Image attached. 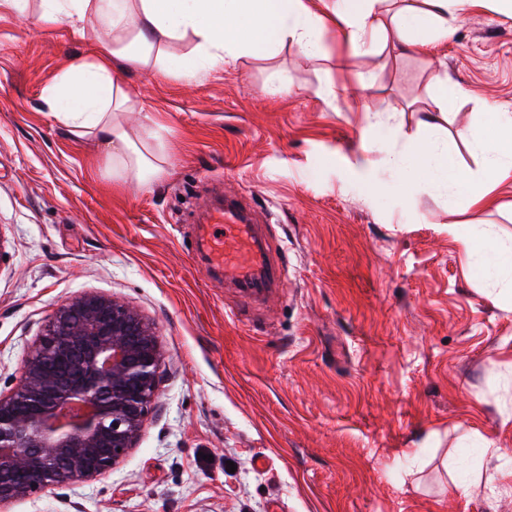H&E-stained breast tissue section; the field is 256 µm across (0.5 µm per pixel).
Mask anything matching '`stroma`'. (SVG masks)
<instances>
[{
	"instance_id": "stroma-1",
	"label": "stroma",
	"mask_w": 512,
	"mask_h": 512,
	"mask_svg": "<svg viewBox=\"0 0 512 512\" xmlns=\"http://www.w3.org/2000/svg\"><path fill=\"white\" fill-rule=\"evenodd\" d=\"M41 6L0 0V390L84 293L140 311L164 362L112 472L9 512H512V304L469 275L449 231L512 237V178L467 206L424 175L402 189L371 146L380 117L391 148L427 140L445 77L465 91L448 103V149L481 167L456 132L512 110V17L485 10L427 55L372 44L351 63L331 27L320 58L284 44L193 78L124 72L120 121L135 137L152 119L162 160L137 188L105 176L100 146L45 100L106 31L40 23ZM214 179L268 217L286 258L261 301L216 282L182 221L209 207Z\"/></svg>"
}]
</instances>
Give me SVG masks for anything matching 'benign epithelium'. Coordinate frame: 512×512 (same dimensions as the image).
<instances>
[{
  "label": "benign epithelium",
  "mask_w": 512,
  "mask_h": 512,
  "mask_svg": "<svg viewBox=\"0 0 512 512\" xmlns=\"http://www.w3.org/2000/svg\"><path fill=\"white\" fill-rule=\"evenodd\" d=\"M163 359L153 325L120 299L59 305L19 386L0 392V510L112 471L154 408Z\"/></svg>",
  "instance_id": "benign-epithelium-1"
}]
</instances>
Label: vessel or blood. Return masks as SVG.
<instances>
[{
  "mask_svg": "<svg viewBox=\"0 0 512 512\" xmlns=\"http://www.w3.org/2000/svg\"><path fill=\"white\" fill-rule=\"evenodd\" d=\"M207 221L224 227L223 238H210L207 249L214 267L222 269L225 281L236 284L246 296L271 288L279 281L257 241V227L236 200L212 207Z\"/></svg>",
  "mask_w": 512,
  "mask_h": 512,
  "instance_id": "vessel-or-blood-1",
  "label": "vessel or blood"
}]
</instances>
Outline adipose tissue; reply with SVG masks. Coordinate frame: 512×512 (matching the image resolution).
Instances as JSON below:
<instances>
[{"mask_svg": "<svg viewBox=\"0 0 512 512\" xmlns=\"http://www.w3.org/2000/svg\"><path fill=\"white\" fill-rule=\"evenodd\" d=\"M378 0H333L329 14L313 12L303 0H43L41 20L77 17L90 26L111 29L110 42L101 44L95 57L73 65L48 91L56 117L71 133L94 135L105 155V168L113 179L135 187L151 184L161 168L146 154L143 143L154 138L143 125L131 138L116 116L131 102L129 88L118 79L119 69L149 66L163 72L179 69L185 75L228 64L242 53H264L291 44L308 57L326 52L325 25L335 23L344 35L349 58L358 57L367 40L398 52L412 45L428 52L446 41L457 24L488 0H421L400 11L398 32H388L377 14ZM197 39L194 53L181 63L170 60L165 45L186 34ZM434 109L423 124L431 132L423 144H410L403 156H388L390 164L410 165L414 173L427 174L430 183L470 205L481 202L480 186L498 184L512 176V113L500 108L486 113L485 126L460 130L484 161L479 170L464 165L449 152L437 134L448 112L449 98L462 90L440 80ZM460 241L470 259L469 270L479 276H496L501 292L512 298V243L498 239L489 228L471 230Z\"/></svg>", "mask_w": 512, "mask_h": 512, "instance_id": "obj_1", "label": "adipose tissue"}]
</instances>
